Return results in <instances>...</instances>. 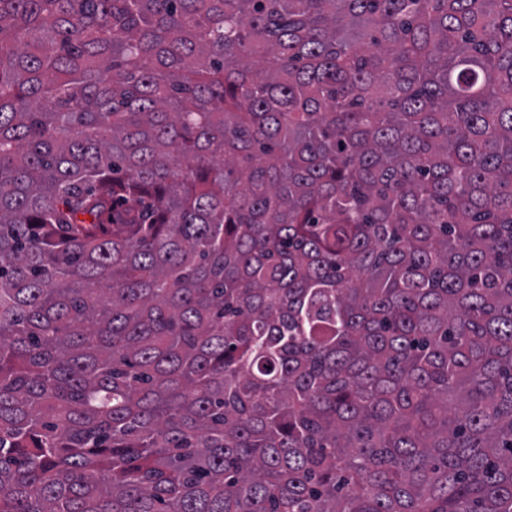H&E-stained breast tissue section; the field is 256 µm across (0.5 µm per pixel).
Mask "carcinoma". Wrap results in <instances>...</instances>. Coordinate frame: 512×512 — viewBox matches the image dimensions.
Instances as JSON below:
<instances>
[{
	"label": "carcinoma",
	"instance_id": "carcinoma-1",
	"mask_svg": "<svg viewBox=\"0 0 512 512\" xmlns=\"http://www.w3.org/2000/svg\"><path fill=\"white\" fill-rule=\"evenodd\" d=\"M0 512H512V0H0Z\"/></svg>",
	"mask_w": 512,
	"mask_h": 512
}]
</instances>
